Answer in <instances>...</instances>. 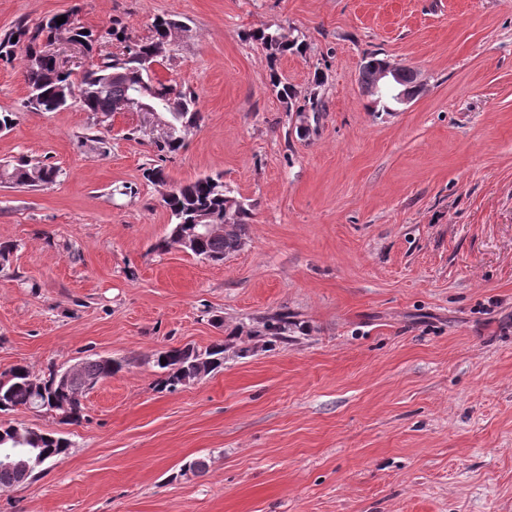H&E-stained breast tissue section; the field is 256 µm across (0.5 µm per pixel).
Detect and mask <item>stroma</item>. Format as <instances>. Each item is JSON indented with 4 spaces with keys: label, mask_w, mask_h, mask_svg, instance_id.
<instances>
[{
    "label": "stroma",
    "mask_w": 512,
    "mask_h": 512,
    "mask_svg": "<svg viewBox=\"0 0 512 512\" xmlns=\"http://www.w3.org/2000/svg\"><path fill=\"white\" fill-rule=\"evenodd\" d=\"M70 10L135 38L181 21L156 76L194 90L201 120L160 160L125 137L138 113L35 111L22 57L0 61V163L60 170L0 183V373L124 364L80 422L0 414L72 443L0 512H512V0H0V33ZM258 29L307 51L268 65ZM371 51L422 93L368 111ZM273 67L304 93L322 73L326 112L285 111ZM157 163L251 204L238 252H153L170 232ZM278 311L301 333L239 336L222 369L157 389L158 350ZM60 170L54 166L32 163L23 157L0 173V181L21 187H40L56 182Z\"/></svg>",
    "instance_id": "1"
}]
</instances>
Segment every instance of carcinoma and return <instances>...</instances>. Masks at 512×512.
<instances>
[{"instance_id": "carcinoma-1", "label": "carcinoma", "mask_w": 512, "mask_h": 512, "mask_svg": "<svg viewBox=\"0 0 512 512\" xmlns=\"http://www.w3.org/2000/svg\"><path fill=\"white\" fill-rule=\"evenodd\" d=\"M62 16L66 17V21L59 25L57 19ZM181 28L183 24L177 20L157 18L152 24L151 36L132 39L125 35L122 28L112 27L99 32L81 23L77 12L67 11L33 25L20 22L0 35V60L8 62L17 50L24 52L27 105L31 108L41 112H57L77 105L98 119L121 109L137 87L148 90V94L142 98L146 104L156 105L166 100L171 86L154 77L151 65L170 58L173 32ZM61 30L85 44L89 52L96 51L104 42L119 38L125 43L124 50L112 56L98 55L96 62L76 75L59 69L53 58L43 55L39 49V45L52 41ZM14 37L17 38L15 42L12 41ZM251 38L266 51L270 63V82L286 111L300 113L307 110L315 117L326 111L325 101L318 92L302 93L294 85L283 81L275 68L279 57L288 53H304L307 50L305 40L298 35L290 38L277 30L266 29L254 31ZM385 63L386 59L375 52L366 54L360 67V83H375ZM115 71L125 73L124 78H110L109 74ZM401 80V86L409 89L412 97L420 94L422 86L417 83L415 69L404 68ZM63 85L74 86L77 93L62 104L58 101L57 92ZM177 96L179 104L176 111L164 113L167 121L174 125L173 134L152 140L161 156L179 151L183 147L181 133L196 126L201 118L198 97L193 91L180 90ZM59 175L60 170L54 166L21 158L0 173V181L21 187H40L56 182ZM163 202L170 211L172 228L169 237L156 243L154 250L166 251L178 242L186 231V225L196 223V217L201 212L209 215V223L220 225L227 222L233 229L227 234L219 230L204 233L192 249L193 256L222 262L244 245L249 224L252 223V210L224 187L221 177L207 176L193 182L176 183L173 192L163 197ZM295 328L296 325L288 319V313L275 312L258 319L253 334L264 337L265 346L270 348L277 342L287 341ZM227 348L228 341L221 339L203 350L186 345L158 352L154 360L161 373L158 385L174 391L187 379L192 381L200 375L210 374L224 365ZM121 368L120 362L110 358H88L61 386L55 381V369L49 370L48 375L41 379H34L26 367L16 365L0 373V412L18 409L54 412L68 421L78 422L81 419L79 394L88 390L89 383L105 381ZM11 448L32 458L34 467L31 475L34 476L68 455L71 442L61 435L44 434L34 429L19 437L11 426L0 425V455Z\"/></svg>"}]
</instances>
